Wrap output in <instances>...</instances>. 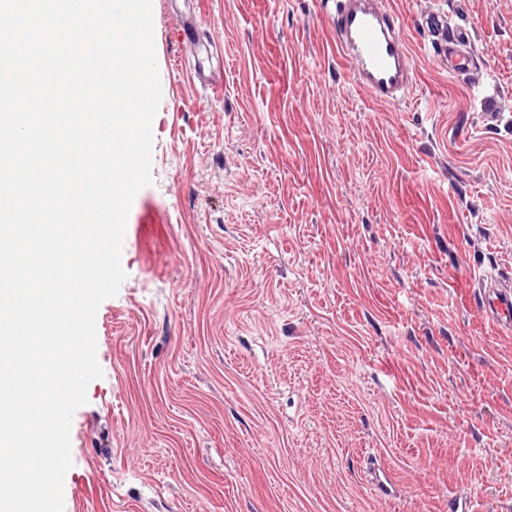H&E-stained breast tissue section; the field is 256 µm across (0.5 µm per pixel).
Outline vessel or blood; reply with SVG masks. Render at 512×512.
<instances>
[{"label": "vessel or blood", "instance_id": "obj_1", "mask_svg": "<svg viewBox=\"0 0 512 512\" xmlns=\"http://www.w3.org/2000/svg\"><path fill=\"white\" fill-rule=\"evenodd\" d=\"M324 5L336 45L351 65L354 83L372 100L387 104L405 101L411 94L414 75L395 13L383 8L382 0H325ZM422 27L443 69L454 75L472 69L468 27L440 11L427 14ZM476 285L484 313L504 328H511L512 284L486 275Z\"/></svg>", "mask_w": 512, "mask_h": 512}]
</instances>
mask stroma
<instances>
[{
    "instance_id": "stroma-1",
    "label": "stroma",
    "mask_w": 512,
    "mask_h": 512,
    "mask_svg": "<svg viewBox=\"0 0 512 512\" xmlns=\"http://www.w3.org/2000/svg\"><path fill=\"white\" fill-rule=\"evenodd\" d=\"M385 2L398 105L353 83L319 0H153V182L64 512H512V331L473 291L512 278V0ZM431 10L470 26L471 75L437 62Z\"/></svg>"
}]
</instances>
